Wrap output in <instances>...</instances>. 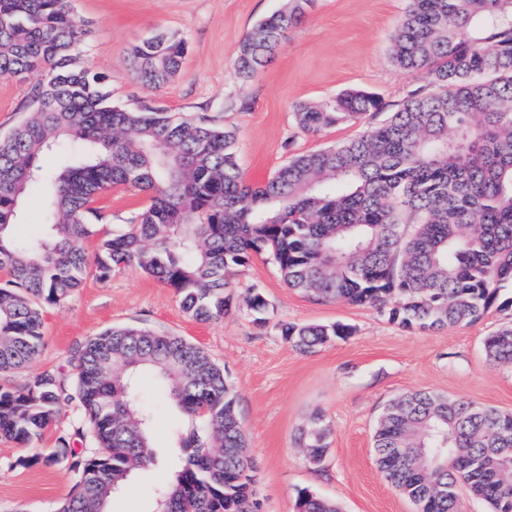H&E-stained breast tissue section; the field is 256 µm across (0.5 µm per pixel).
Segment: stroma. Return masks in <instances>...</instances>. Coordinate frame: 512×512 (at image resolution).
I'll use <instances>...</instances> for the list:
<instances>
[{
	"label": "stroma",
	"mask_w": 512,
	"mask_h": 512,
	"mask_svg": "<svg viewBox=\"0 0 512 512\" xmlns=\"http://www.w3.org/2000/svg\"><path fill=\"white\" fill-rule=\"evenodd\" d=\"M282 0H74L77 16L91 33L81 47L85 61L105 77L112 105L158 106L175 116L234 129L237 161L246 179L266 180L291 157L361 136L373 123L398 111L410 91L429 88L426 72L409 74L389 54L390 37L407 0H315L314 8L288 29L272 60L250 80L238 72L242 37L280 8ZM186 40L182 71L155 88L135 79L128 49L158 32ZM359 89L383 103L378 114L301 134L294 108L326 103ZM27 81L0 75V133L24 117ZM149 200L121 188L98 197L109 231L126 229ZM235 308L224 319L197 322L183 311L174 288L129 267L99 278L89 273L80 288L43 312L44 338L26 367L0 375V384L20 386L50 370L74 375V354L88 338L113 326H142L181 336L204 349L232 383L248 442L247 475L261 512H296L308 489L336 501L341 512H415L378 469L373 433L384 407L410 391L463 397L512 412V367L491 365L483 351L490 332L512 323V310L490 307L477 321L420 330L390 320L387 311L325 301L288 288L278 267L256 256L231 277ZM261 292L268 307L247 306L248 291ZM342 324L350 336L315 353L295 350L282 323ZM142 398L155 409L154 445L166 454L180 418L152 384ZM330 428L329 449L312 467L296 443L313 416ZM34 448L0 438V512H56L71 493L66 464L36 463L12 468ZM165 467L138 473L115 495L110 512H148L149 491L166 480Z\"/></svg>",
	"instance_id": "stroma-1"
}]
</instances>
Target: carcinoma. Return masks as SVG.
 <instances>
[{
	"instance_id": "cac0c4a2",
	"label": "carcinoma",
	"mask_w": 512,
	"mask_h": 512,
	"mask_svg": "<svg viewBox=\"0 0 512 512\" xmlns=\"http://www.w3.org/2000/svg\"><path fill=\"white\" fill-rule=\"evenodd\" d=\"M314 0H283L239 44L237 65L253 78ZM88 24L69 0H0V74L30 81L26 118L0 136V375L42 346V307L67 299L90 269L106 279L135 267L174 288L198 322L228 312L231 272L267 255L287 286L356 306H389L401 324L438 330L477 320L512 285V0H408L392 39L404 72L426 71L385 121L350 142L292 157L268 179L245 181L232 130L160 109L106 103L104 77L78 49ZM185 40L158 32L129 52L141 82L165 86L181 73ZM382 109L348 90L323 106L300 105L298 129L316 136ZM74 141L81 151L48 169L43 159ZM45 192L35 242L12 234L29 188ZM150 203L121 233L100 235L92 208L117 187ZM100 235L94 252L84 243ZM350 334L342 325H281L308 354ZM487 360L512 365V326L485 338ZM68 382L51 371L19 388L0 386V437L39 443L62 406L81 417L43 457L75 477L58 512H104L133 477L159 464L149 512H260L244 476L246 434L224 369L181 336L116 326L75 352ZM149 379L182 415L173 452L153 449L154 416L139 398ZM504 412L464 398L409 392L392 400L374 433L375 461L417 512H462L461 490L512 512V429ZM329 434L321 416L297 438L320 465ZM87 440L89 448L75 443ZM297 512H337L309 490Z\"/></svg>"
}]
</instances>
